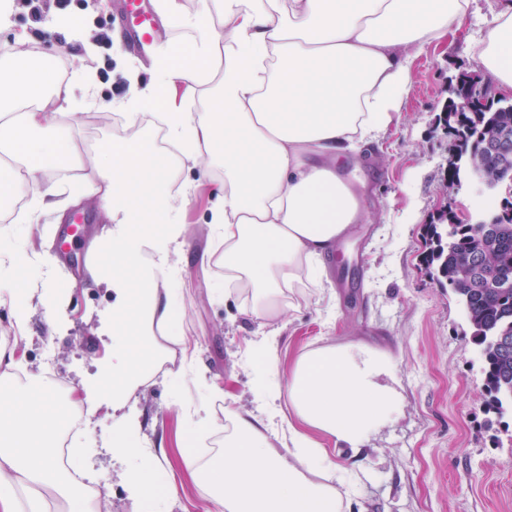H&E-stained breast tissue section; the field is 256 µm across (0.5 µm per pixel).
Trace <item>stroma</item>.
I'll return each mask as SVG.
<instances>
[{
	"instance_id": "obj_1",
	"label": "stroma",
	"mask_w": 512,
	"mask_h": 512,
	"mask_svg": "<svg viewBox=\"0 0 512 512\" xmlns=\"http://www.w3.org/2000/svg\"><path fill=\"white\" fill-rule=\"evenodd\" d=\"M0 20V43L15 46L19 61L38 52L63 60L71 80L88 77L97 108L64 115L67 150L83 155L111 145L112 102L129 89L127 72L140 85L151 80L149 65L127 48L115 18V0H43L34 20L26 0ZM497 0H475L460 28L440 42L413 50L410 89L398 122L350 156V168L364 182L365 223L354 225L337 254L326 259L320 284L303 282L288 297L280 318L263 324L239 315L250 294L224 280V247L209 222V183L224 177L220 160L200 155L196 162L175 158L176 183L202 180L185 212L182 254L171 257L168 278L178 315L169 342L176 370L159 369L132 404L139 443L164 447L167 469L178 490L177 502L156 496L152 512H207L205 486L194 484L179 444L200 436L213 447L224 445L225 408L251 410L257 404L255 382L265 367L256 351L263 337L277 342L279 386L274 406L280 416L290 408L285 387L288 371L304 347L364 338L396 355V388L402 409L374 434L359 456L343 451L342 463L363 474L354 512H512V413L488 410L484 376L476 346L452 288L440 287L423 262L426 229L438 207L468 211L473 220L489 216L500 190L477 192L469 179L449 185L448 134L439 120L459 75L479 71L468 46L495 24ZM84 21L81 35L56 25L61 14ZM94 53H87V45ZM62 231L54 216L36 223L8 220L0 214V250L50 251L62 268L47 275L38 267L20 274L16 285L31 290L32 314L18 332L8 305H0V336L21 335L19 351L29 371L44 370L53 359L54 375L72 388L94 384L111 349L108 334L112 295L97 286L86 263L60 249ZM346 268L354 287H340L337 267ZM65 299L64 315L46 324L40 294ZM211 428L198 433L201 415ZM112 423L86 411L71 446L86 449L96 468L111 479L99 502L100 512H135L121 474L126 466L112 457Z\"/></svg>"
}]
</instances>
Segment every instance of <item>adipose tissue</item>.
Returning <instances> with one entry per match:
<instances>
[{"label": "adipose tissue", "instance_id": "adipose-tissue-1", "mask_svg": "<svg viewBox=\"0 0 512 512\" xmlns=\"http://www.w3.org/2000/svg\"><path fill=\"white\" fill-rule=\"evenodd\" d=\"M156 0L170 24L189 28L185 54L163 48L154 81L115 101L133 113L165 97L169 143L187 160L205 149L224 164L212 194L210 222L224 241V272L251 290L250 318L279 317L294 281H319L348 225L365 218L360 192L338 171L356 141L374 139L394 118L410 80L413 49L445 38L473 0ZM497 90L512 92V0H498L496 24L472 48ZM0 48V202L17 184L30 196V218L98 199L110 224L94 237L88 272L112 293V358L100 380L83 389L92 409L113 427L112 456L137 457L125 479L135 501L153 494L164 448L135 447L138 423L128 400L148 385L163 360L155 330L172 325L165 289L172 253L185 238L192 186L173 187L152 140L135 133L91 160L95 175L66 191L46 171L63 163L58 145L64 111L93 105L90 85L56 79L46 59L18 66ZM213 86L210 107L189 112L172 104L178 89ZM18 362L0 351V512H97L111 484L83 459L59 461L58 434L72 426V401L59 400L48 379H16ZM391 352L363 340L302 351L288 374L293 417L290 445L274 447V412L228 409L224 450L191 475L207 486L215 512H352L355 484L335 450L360 453L399 411Z\"/></svg>", "mask_w": 512, "mask_h": 512}]
</instances>
